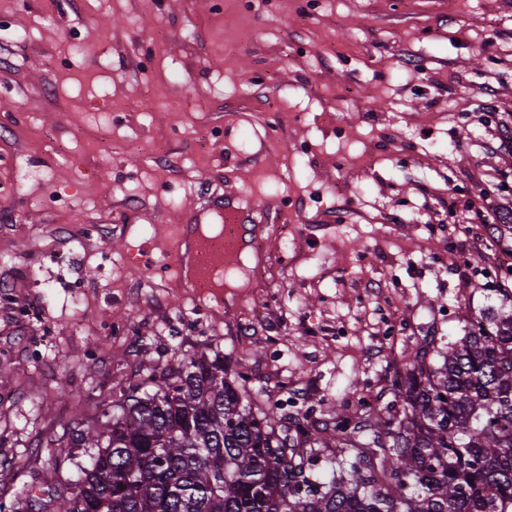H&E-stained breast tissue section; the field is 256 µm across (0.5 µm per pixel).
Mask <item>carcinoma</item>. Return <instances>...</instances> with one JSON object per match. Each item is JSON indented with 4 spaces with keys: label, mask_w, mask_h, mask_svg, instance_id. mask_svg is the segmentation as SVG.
I'll return each instance as SVG.
<instances>
[{
    "label": "carcinoma",
    "mask_w": 512,
    "mask_h": 512,
    "mask_svg": "<svg viewBox=\"0 0 512 512\" xmlns=\"http://www.w3.org/2000/svg\"><path fill=\"white\" fill-rule=\"evenodd\" d=\"M406 357L385 406L313 425L253 405L221 351L176 349L50 440L55 481L0 512H512V306Z\"/></svg>",
    "instance_id": "obj_1"
}]
</instances>
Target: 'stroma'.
I'll list each match as a JSON object with an SVG mask.
<instances>
[{
    "instance_id": "1",
    "label": "stroma",
    "mask_w": 512,
    "mask_h": 512,
    "mask_svg": "<svg viewBox=\"0 0 512 512\" xmlns=\"http://www.w3.org/2000/svg\"><path fill=\"white\" fill-rule=\"evenodd\" d=\"M493 112L512 0H0V499L51 483L47 439L178 348L313 423L388 402L407 348L462 336L512 275L495 238L470 247L469 201L512 211ZM224 194L257 208L272 301L151 269ZM92 223L116 230L73 251L57 232Z\"/></svg>"
}]
</instances>
